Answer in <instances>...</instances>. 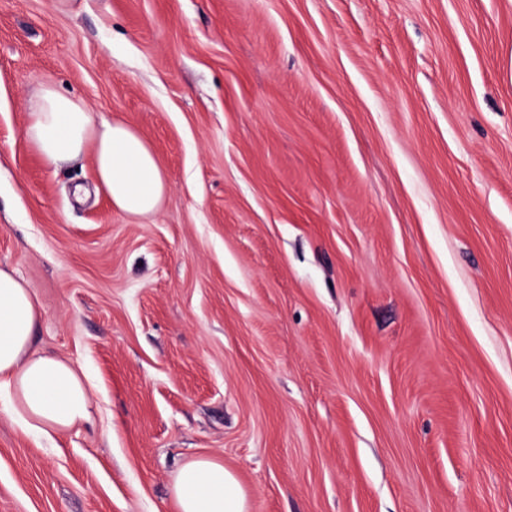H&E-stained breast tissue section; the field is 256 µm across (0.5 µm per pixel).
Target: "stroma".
Segmentation results:
<instances>
[{"label": "stroma", "instance_id": "stroma-1", "mask_svg": "<svg viewBox=\"0 0 512 512\" xmlns=\"http://www.w3.org/2000/svg\"><path fill=\"white\" fill-rule=\"evenodd\" d=\"M137 128L159 212L25 136ZM0 266L92 426L0 411V512H512V0H0ZM25 134L49 168L90 150L115 209L135 218L159 211L166 179L150 144L132 126L100 118L81 99L45 84L31 102ZM179 512H248V496L236 475L212 457L192 458L172 478Z\"/></svg>", "mask_w": 512, "mask_h": 512}]
</instances>
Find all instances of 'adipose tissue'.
Masks as SVG:
<instances>
[{
    "mask_svg": "<svg viewBox=\"0 0 512 512\" xmlns=\"http://www.w3.org/2000/svg\"><path fill=\"white\" fill-rule=\"evenodd\" d=\"M25 134L47 167L92 154L97 178L112 205L143 218L156 214L167 183L148 141L132 126L108 121L78 98L46 84L35 93ZM40 321L25 284L0 268V409L36 435L50 437L92 423L84 373L71 362L34 349ZM179 512H248V496L219 459L197 457L172 478Z\"/></svg>",
    "mask_w": 512,
    "mask_h": 512,
    "instance_id": "adipose-tissue-1",
    "label": "adipose tissue"
}]
</instances>
